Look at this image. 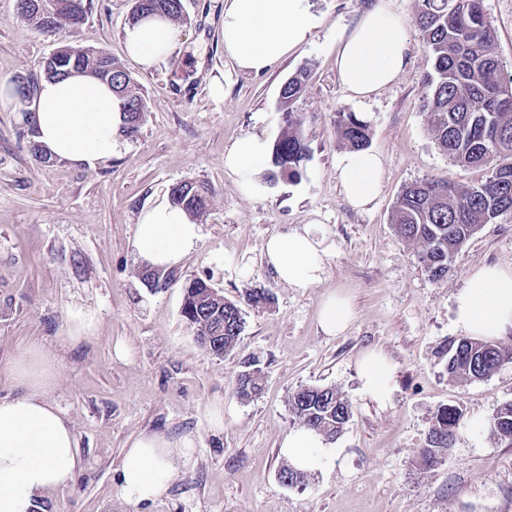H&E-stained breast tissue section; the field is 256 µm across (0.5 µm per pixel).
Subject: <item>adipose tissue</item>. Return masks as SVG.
<instances>
[{"label": "adipose tissue", "mask_w": 512, "mask_h": 512, "mask_svg": "<svg viewBox=\"0 0 512 512\" xmlns=\"http://www.w3.org/2000/svg\"><path fill=\"white\" fill-rule=\"evenodd\" d=\"M323 18L310 0H226L224 52L238 70L259 75L302 46ZM128 56L148 71L173 56L181 42L175 24L149 16L123 33ZM411 42L405 20L389 0H376L338 40L336 71L351 98L363 101L393 83L404 70ZM122 100L110 84L93 76L72 74L43 79L27 107L35 141L52 157L74 166L95 167L112 157L123 137ZM271 151L254 134L237 138L224 153V169L249 195L268 187L259 174ZM383 158L359 150L340 156L338 170L348 201L370 203L380 192ZM201 227L180 208L159 202L139 216L133 248L152 268L180 264L197 245ZM278 278L293 288L317 284L327 248L310 230L280 232L263 246ZM454 325L469 336L493 338L512 330V266H485L473 272L455 296ZM362 392L382 404L393 393V368L379 351L361 359ZM25 394L0 397V512H34L37 501L74 477L81 461L69 420L42 392L53 378V364L38 347L26 351L11 369ZM191 440L172 442L158 434L137 437L121 459L117 486L133 505L160 499L177 463L191 460ZM280 454L300 470H312L335 451L314 431L300 428L283 439Z\"/></svg>", "instance_id": "ef3b65f1"}]
</instances>
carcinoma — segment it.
<instances>
[{
	"mask_svg": "<svg viewBox=\"0 0 512 512\" xmlns=\"http://www.w3.org/2000/svg\"><path fill=\"white\" fill-rule=\"evenodd\" d=\"M150 7L133 9L130 24L149 15L184 20L178 9L181 0H149ZM483 0H419L415 24L429 54L430 87L427 112L438 148L463 167H488L491 175L472 186L458 187L438 180L407 185L397 198L391 223L402 238L421 248L424 270L432 281L448 273V263L483 225L504 217L512 218V97L501 88L512 86V74H505L495 48V36L483 11ZM84 0H63V6L49 17L31 16L38 29L57 35L84 17ZM307 68L293 74L284 88L280 105L288 108L300 96ZM112 88L123 100L122 133L137 137L145 115V102L138 85L117 64H112ZM339 143L352 150L365 149L370 125L354 112L336 113ZM307 146L300 122L293 112L273 144L271 174L297 180L302 175ZM212 189L198 182H181L172 187L171 203L195 217L208 206ZM203 277L184 288L181 316L201 346L206 339L216 344L207 351L223 356L237 348L245 319L240 305L216 295ZM448 377L475 381L493 375L512 362V346L470 337H455L435 352ZM263 389V371L248 364L235 383L241 400L258 396ZM295 422L313 430L328 442L346 429L352 415L350 400L336 387L308 385L288 399ZM466 427L463 410L445 406L433 414L419 450L418 463L429 468L442 462L458 434ZM489 430L500 440L512 443V402L502 404L489 421Z\"/></svg>",
	"mask_w": 512,
	"mask_h": 512,
	"instance_id": "carcinoma-1",
	"label": "carcinoma"
}]
</instances>
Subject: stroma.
<instances>
[{
  "label": "stroma",
  "instance_id": "1",
  "mask_svg": "<svg viewBox=\"0 0 512 512\" xmlns=\"http://www.w3.org/2000/svg\"><path fill=\"white\" fill-rule=\"evenodd\" d=\"M225 0H185L182 42L167 63L143 71L125 52L122 34L134 0H87L81 25L51 36L31 25L17 0H0V81L40 80V63L58 46L95 47L137 81L146 118L96 167L42 162L31 151L24 113L0 108V397L23 386L10 377L31 346L48 352L55 378L44 394L71 422L82 465L73 480L42 498L36 512H512V444L490 436L496 409L512 401V363L491 377L451 380L433 352L457 336L453 299L468 276L487 265H512V220L483 225L464 245L447 277L428 279L413 242L390 222L402 189L436 179L472 185L485 167H463L437 147L423 112L428 55L411 36L409 61L375 97L351 100L336 73L337 38L374 0H312L322 26L287 59L261 75L239 71L224 53ZM496 51L512 68V0H484ZM310 74L293 111L309 157L300 180L269 181L251 197L224 171V152L247 133L276 140L285 120L282 82ZM222 97H214L212 81ZM356 113L371 127V151L385 159L379 195L351 205L337 161L336 113ZM211 185L200 217L202 237L152 290L133 246L143 208L168 198L183 181ZM312 228L329 247L315 286L281 282L263 256L272 234ZM211 277L241 303L245 327L229 355L200 347L181 316L184 286ZM268 290L269 308L244 302ZM348 297L353 318L336 336L319 325L325 299ZM87 337L70 341L75 322ZM126 355L117 358L116 345ZM379 350L393 364V396L380 405L363 395L358 363ZM265 377L262 395L245 402L233 384L246 360ZM305 385H333L353 416L336 440L341 455L310 471L305 486L283 485L280 445L295 423L288 397ZM462 408L464 431L436 467L416 463L433 412ZM221 409L223 428L212 425ZM157 432L193 442L161 500L134 506L117 492L126 448Z\"/></svg>",
  "mask_w": 512,
  "mask_h": 512
}]
</instances>
